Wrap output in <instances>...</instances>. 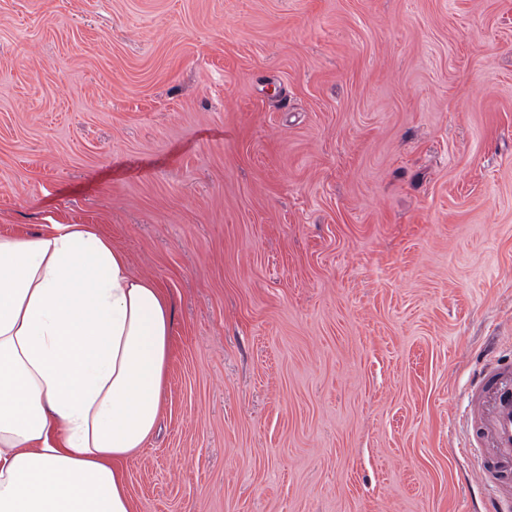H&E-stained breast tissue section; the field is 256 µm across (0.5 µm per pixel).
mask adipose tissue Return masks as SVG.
Masks as SVG:
<instances>
[{
    "mask_svg": "<svg viewBox=\"0 0 512 512\" xmlns=\"http://www.w3.org/2000/svg\"><path fill=\"white\" fill-rule=\"evenodd\" d=\"M172 328L94 225L0 236V512H136L123 463L157 426Z\"/></svg>",
    "mask_w": 512,
    "mask_h": 512,
    "instance_id": "obj_1",
    "label": "adipose tissue"
}]
</instances>
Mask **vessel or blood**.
Wrapping results in <instances>:
<instances>
[{"mask_svg":"<svg viewBox=\"0 0 512 512\" xmlns=\"http://www.w3.org/2000/svg\"><path fill=\"white\" fill-rule=\"evenodd\" d=\"M469 434L473 447H487L480 475L495 495L487 512L512 505V366L490 360L469 386Z\"/></svg>","mask_w":512,"mask_h":512,"instance_id":"b4317fda","label":"vessel or blood"}]
</instances>
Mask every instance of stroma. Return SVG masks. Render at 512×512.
<instances>
[{
	"mask_svg": "<svg viewBox=\"0 0 512 512\" xmlns=\"http://www.w3.org/2000/svg\"><path fill=\"white\" fill-rule=\"evenodd\" d=\"M173 312L139 512H485L512 362V0H0V236ZM469 434L475 448L489 449L480 481L495 488L488 512H505L512 503V366L486 363L469 386Z\"/></svg>",
	"mask_w": 512,
	"mask_h": 512,
	"instance_id": "stroma-1",
	"label": "stroma"
}]
</instances>
